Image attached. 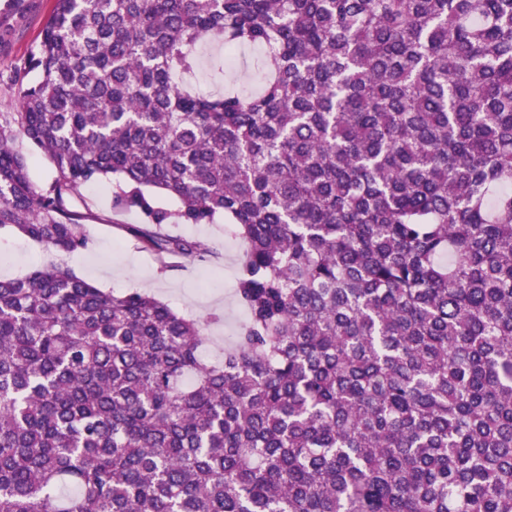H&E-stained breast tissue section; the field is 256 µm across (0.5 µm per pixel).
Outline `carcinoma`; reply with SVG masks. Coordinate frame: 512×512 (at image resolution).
Returning <instances> with one entry per match:
<instances>
[{"label":"carcinoma","instance_id":"carcinoma-1","mask_svg":"<svg viewBox=\"0 0 512 512\" xmlns=\"http://www.w3.org/2000/svg\"><path fill=\"white\" fill-rule=\"evenodd\" d=\"M207 39L256 92L184 84ZM27 69L0 228L83 251L109 179L161 260L228 215L246 319L204 362L153 296L1 279L0 512H512V0H55ZM29 173L37 189L47 188L56 175L52 162L45 156L30 158Z\"/></svg>","mask_w":512,"mask_h":512}]
</instances>
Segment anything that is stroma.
<instances>
[{
    "label": "stroma",
    "mask_w": 512,
    "mask_h": 512,
    "mask_svg": "<svg viewBox=\"0 0 512 512\" xmlns=\"http://www.w3.org/2000/svg\"><path fill=\"white\" fill-rule=\"evenodd\" d=\"M54 4L55 0H0V113L20 109L13 82L17 73H24L29 83L38 78L36 72L26 71L25 65L41 39ZM262 59L260 49L246 47L238 53L231 80H214L203 66L188 82L193 89L207 93L227 88L252 93L259 87L257 67ZM113 191V183L107 181L79 189L71 196L70 209L87 216L88 246L78 253H50L13 227L0 228V249L12 245L19 248L9 264H0V278H23L39 265L59 262L99 288L146 292L196 320L222 314V322L205 328V343L213 354L230 346L245 317L235 296L243 245L232 220L220 214L210 224L163 225V234L204 244L207 249L204 257L176 256L163 265L127 232V225L140 223L141 218L137 213L114 208Z\"/></svg>",
    "instance_id": "35a3bbf8"
}]
</instances>
